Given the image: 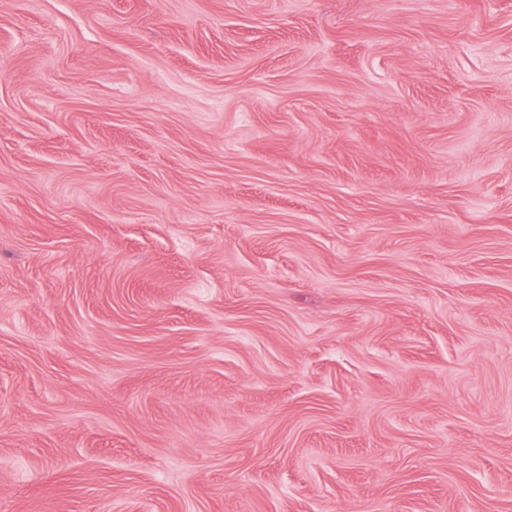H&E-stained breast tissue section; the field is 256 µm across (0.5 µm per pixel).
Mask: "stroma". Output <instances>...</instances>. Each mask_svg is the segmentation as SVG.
<instances>
[{
    "label": "stroma",
    "mask_w": 512,
    "mask_h": 512,
    "mask_svg": "<svg viewBox=\"0 0 512 512\" xmlns=\"http://www.w3.org/2000/svg\"><path fill=\"white\" fill-rule=\"evenodd\" d=\"M0 512H512V0H0Z\"/></svg>",
    "instance_id": "obj_1"
}]
</instances>
